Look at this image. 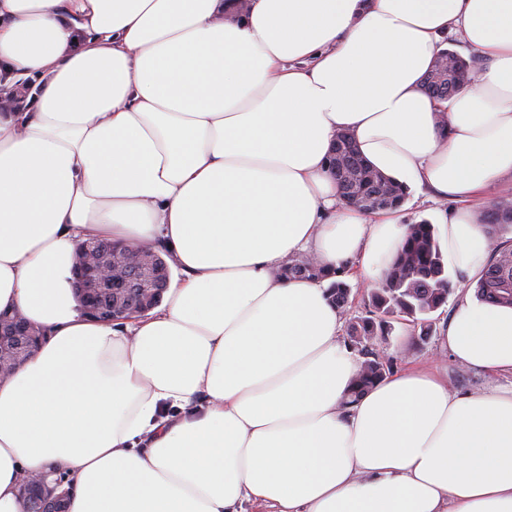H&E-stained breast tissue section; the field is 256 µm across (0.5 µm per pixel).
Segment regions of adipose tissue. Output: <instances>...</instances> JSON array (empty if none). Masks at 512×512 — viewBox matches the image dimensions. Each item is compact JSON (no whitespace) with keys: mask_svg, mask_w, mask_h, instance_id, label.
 <instances>
[{"mask_svg":"<svg viewBox=\"0 0 512 512\" xmlns=\"http://www.w3.org/2000/svg\"><path fill=\"white\" fill-rule=\"evenodd\" d=\"M461 32L482 65L422 81ZM0 312L43 331L0 379V512L21 474L66 472L68 512H512V386L453 391L407 365L346 397L360 363L304 252L376 285L402 209L341 199L347 133L449 202L462 296L440 347L512 376V307L467 294L476 211L512 179V0H0ZM172 255L159 307L103 322L74 293L79 242Z\"/></svg>","mask_w":512,"mask_h":512,"instance_id":"adipose-tissue-1","label":"adipose tissue"}]
</instances>
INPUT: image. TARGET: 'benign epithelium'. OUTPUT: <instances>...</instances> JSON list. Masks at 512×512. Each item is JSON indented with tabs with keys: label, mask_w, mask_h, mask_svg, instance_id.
Segmentation results:
<instances>
[{
	"label": "benign epithelium",
	"mask_w": 512,
	"mask_h": 512,
	"mask_svg": "<svg viewBox=\"0 0 512 512\" xmlns=\"http://www.w3.org/2000/svg\"><path fill=\"white\" fill-rule=\"evenodd\" d=\"M75 292L84 312L90 316L106 318L111 309L98 294L103 286L114 293L126 296L124 310L131 314H144L150 310L148 301L169 285L166 271L155 263L148 249L139 246H122L117 249L97 240L78 243L75 253ZM152 276L154 288H130L135 278ZM37 340L35 328L23 317L16 316L8 323L0 322V378L10 374L32 351ZM26 504H35L36 512H44L45 504L40 494L45 479L23 475L19 480Z\"/></svg>",
	"instance_id": "7a95c632"
}]
</instances>
